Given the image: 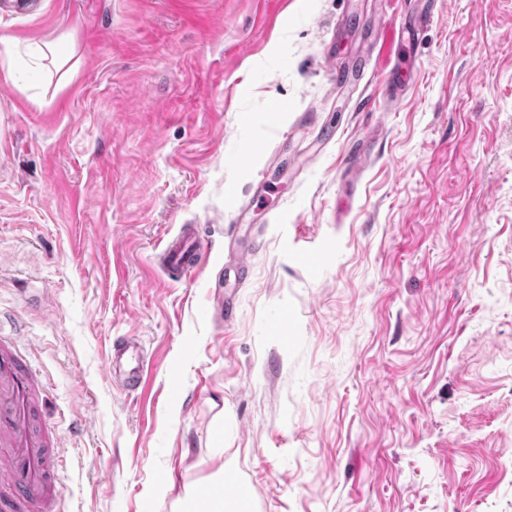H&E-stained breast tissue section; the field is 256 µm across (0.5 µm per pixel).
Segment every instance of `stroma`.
<instances>
[{"mask_svg": "<svg viewBox=\"0 0 512 512\" xmlns=\"http://www.w3.org/2000/svg\"><path fill=\"white\" fill-rule=\"evenodd\" d=\"M2 36L0 319L61 512H198L219 471L253 512H512V0H0ZM62 45H65V50L62 49ZM38 49L43 57L51 58L52 63L59 71L65 68L63 71L66 73L70 69L69 63L74 56V49L63 40L43 42L38 45ZM204 251L203 242L193 226H183L159 257V263L169 279L186 277L198 265ZM147 366L139 343L134 338L117 339L111 343L105 372L125 392L132 393L140 388Z\"/></svg>", "mask_w": 512, "mask_h": 512, "instance_id": "35a3bbf8", "label": "stroma"}]
</instances>
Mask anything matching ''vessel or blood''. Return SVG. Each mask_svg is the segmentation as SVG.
I'll return each mask as SVG.
<instances>
[{
  "mask_svg": "<svg viewBox=\"0 0 512 512\" xmlns=\"http://www.w3.org/2000/svg\"><path fill=\"white\" fill-rule=\"evenodd\" d=\"M204 245L183 226L159 257L164 273L182 279L199 264ZM147 363L134 338L115 341L105 372L128 393L137 391ZM40 375L17 337L0 335V512H55L65 495L59 439L36 430L38 403L47 401Z\"/></svg>",
  "mask_w": 512,
  "mask_h": 512,
  "instance_id": "vessel-or-blood-1",
  "label": "vessel or blood"
}]
</instances>
